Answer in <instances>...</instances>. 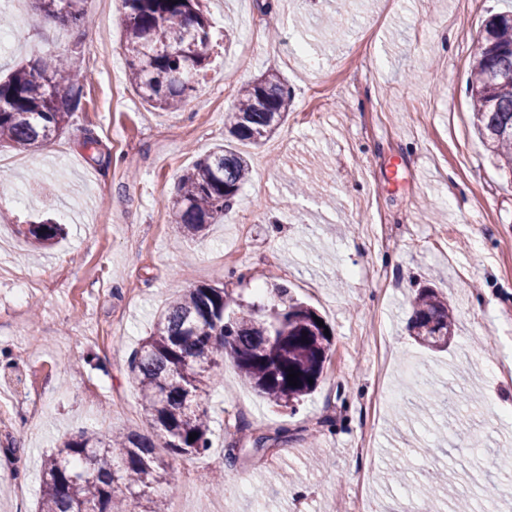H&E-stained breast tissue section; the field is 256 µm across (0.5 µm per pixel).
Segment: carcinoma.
<instances>
[{
	"instance_id": "cac0c4a2",
	"label": "carcinoma",
	"mask_w": 512,
	"mask_h": 512,
	"mask_svg": "<svg viewBox=\"0 0 512 512\" xmlns=\"http://www.w3.org/2000/svg\"><path fill=\"white\" fill-rule=\"evenodd\" d=\"M89 0H35L43 19L78 29ZM123 54L137 94L155 109L183 107L210 58L211 25L199 0H122ZM86 76L71 58L46 54L0 77V148L27 151L62 135L83 95ZM478 133L503 172L512 176V14L496 13L474 45L466 84ZM288 88L272 72L243 86L224 115L238 142L259 146L286 120ZM248 156L224 145L201 156L179 178L171 213L188 235L217 223L249 178ZM45 220L21 233L41 246L62 236ZM271 308L238 303L225 288L197 286L173 299L151 335L134 351L129 368L152 432L129 429L99 438L80 431L43 461L38 512H129L154 502L168 463L158 455L197 456L210 448L205 401L214 367L229 359L243 380L277 406L310 394L330 359L332 336L317 312L273 288ZM448 300L421 288L412 300L410 328L426 346L451 331ZM297 386L288 384L289 372ZM197 433L194 441L189 434Z\"/></svg>"
}]
</instances>
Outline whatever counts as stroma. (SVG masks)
I'll return each instance as SVG.
<instances>
[{
	"label": "stroma",
	"instance_id": "obj_1",
	"mask_svg": "<svg viewBox=\"0 0 512 512\" xmlns=\"http://www.w3.org/2000/svg\"><path fill=\"white\" fill-rule=\"evenodd\" d=\"M21 5L5 11L28 24L0 75L55 51L87 80L49 147L0 150V512H37L43 460L76 432H149L128 364L169 301L212 285L272 304L260 283L287 284L331 328L323 377L298 408L274 407L225 364L205 403L210 449L170 458L168 498L185 512H359L364 497L394 512L438 473V512L491 495L512 512V372L496 366L512 369V178L465 94L474 40L512 0H348L335 28L336 0H204L210 62L174 112L114 62L121 0L90 4L77 31ZM423 68L432 79L408 84ZM270 72L291 97L286 122L243 146L252 175L223 221L183 237L169 213L179 176ZM89 131L108 163L92 161ZM45 215L66 235L36 248L18 227ZM429 283L455 307L444 352L408 330ZM412 367L459 403L432 405Z\"/></svg>",
	"mask_w": 512,
	"mask_h": 512
}]
</instances>
